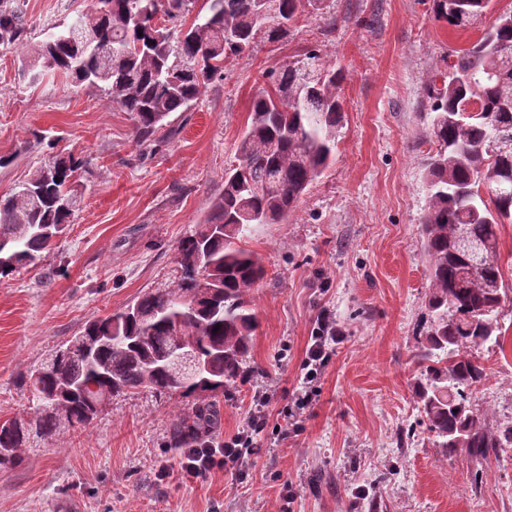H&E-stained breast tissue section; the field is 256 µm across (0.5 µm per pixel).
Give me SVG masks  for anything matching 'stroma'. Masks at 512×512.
<instances>
[{"label":"stroma","mask_w":512,"mask_h":512,"mask_svg":"<svg viewBox=\"0 0 512 512\" xmlns=\"http://www.w3.org/2000/svg\"><path fill=\"white\" fill-rule=\"evenodd\" d=\"M29 44L92 0H22ZM432 0H325L287 40L230 60L224 77L174 112L150 147L129 113L60 73L21 71L0 47V195L66 152L87 160L81 207L54 249L0 283V420L28 411L21 385L91 320L171 286L179 240L208 216L235 161L265 74L318 48L347 74L336 161L286 221L258 225L247 247L267 275L251 295L260 319L249 381L218 395L223 441L272 390L270 425L246 478L178 472L170 444L192 404L143 392L117 396L86 427L31 442L24 467L0 471V512H512V447L477 460L438 448L416 410L414 356L431 319L420 222L428 198L426 87L445 60L489 25L436 20ZM345 338L316 382L299 435L272 430L290 403L317 318ZM503 347L481 350L489 378L474 404L490 427L512 423V293L501 303ZM174 466L158 481L161 462ZM369 490L367 498L356 487Z\"/></svg>","instance_id":"stroma-1"}]
</instances>
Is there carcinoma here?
<instances>
[{
	"label": "carcinoma",
	"mask_w": 512,
	"mask_h": 512,
	"mask_svg": "<svg viewBox=\"0 0 512 512\" xmlns=\"http://www.w3.org/2000/svg\"><path fill=\"white\" fill-rule=\"evenodd\" d=\"M107 4L100 14L99 4ZM278 13L298 20L305 4L320 0H273ZM490 0H433L436 19L465 27ZM260 0H94L78 16L89 36L127 48L102 61L68 41L47 40L27 53V28L16 0H0V45L22 52L20 63L39 76L57 70L77 84L101 89L135 121L137 141L150 146L173 112H186L203 91L224 76V64L260 42L288 38L285 29H259ZM512 11L498 16L474 44L457 51L432 86L430 138L424 163L428 204L421 219L429 258L432 320L420 339L417 409L438 447L485 459L512 447V425L496 432L472 404L488 379L479 350L503 347L498 310L507 288L496 258L499 227L512 224ZM253 97L249 122L237 148V164L224 175V192L210 214L177 247L180 275L162 291H147L133 306L89 323L70 339L95 348V362L81 350L48 359L23 378L30 414L0 421V469H16L31 440H49L69 427L90 423L104 394L143 391L160 397H195L177 417L176 448L207 445L216 426V401L244 376L258 319L249 292L264 279L259 258L246 248L258 224H278L334 160L342 119L345 72L320 51L304 53L268 74ZM87 162L71 154L51 156L27 180L38 194L0 197V280L35 264L71 224L61 201L77 193ZM464 234L482 247L480 257L457 246ZM180 338L193 340L209 369L185 382L174 380L160 358Z\"/></svg>",
	"instance_id": "cac0c4a2"
}]
</instances>
